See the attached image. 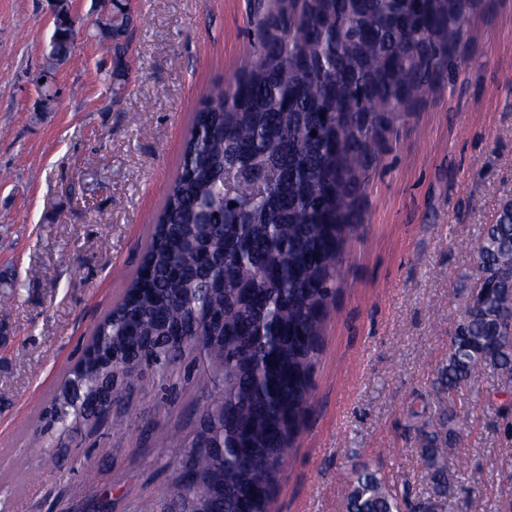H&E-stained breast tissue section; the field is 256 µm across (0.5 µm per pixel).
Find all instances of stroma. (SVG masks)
Listing matches in <instances>:
<instances>
[{
  "label": "stroma",
  "mask_w": 512,
  "mask_h": 512,
  "mask_svg": "<svg viewBox=\"0 0 512 512\" xmlns=\"http://www.w3.org/2000/svg\"><path fill=\"white\" fill-rule=\"evenodd\" d=\"M253 3L130 0L128 67L112 78L109 45L91 37L98 4L73 0L77 55L46 108L49 2L0 0V280L17 285L0 307V512H141L175 482L182 451L155 434L200 429L194 352L83 426L77 445L53 428L35 447L30 428L138 266L193 113L252 64ZM458 56L454 81L432 80L393 117L365 174L313 408L270 512H345L341 474L367 457L427 498L417 429H439L446 405L472 421L448 447L451 512L512 505L500 407L512 377L488 369L459 392L434 385L460 314L465 242L512 197V0H476Z\"/></svg>",
  "instance_id": "1"
}]
</instances>
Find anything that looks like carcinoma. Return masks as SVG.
I'll list each match as a JSON object with an SVG mask.
<instances>
[{
  "label": "carcinoma",
  "instance_id": "cac0c4a2",
  "mask_svg": "<svg viewBox=\"0 0 512 512\" xmlns=\"http://www.w3.org/2000/svg\"><path fill=\"white\" fill-rule=\"evenodd\" d=\"M424 6L428 29L417 35L416 0H279L274 13L259 0L255 62L213 88L195 113L140 265L50 401L60 428L75 431L100 416L70 401L69 388L96 393L101 356L116 358L111 394L119 401L144 378L129 362L164 379L186 349H198L203 430L179 462L198 486L174 491L168 512H181L200 489L217 512H241L252 494L275 491L311 408L321 330L379 136L396 106L460 64L471 0ZM69 41L67 30L52 34L44 67L67 56ZM469 252L462 310L436 380L450 391L487 368L512 375V198L481 225ZM173 326L185 344L169 340ZM443 418L445 436L423 430L419 438L430 512L447 504L444 445L466 429L451 406ZM221 423L222 453L209 447ZM342 482L345 512H402L398 483L371 463L352 464Z\"/></svg>",
  "mask_w": 512,
  "mask_h": 512
}]
</instances>
